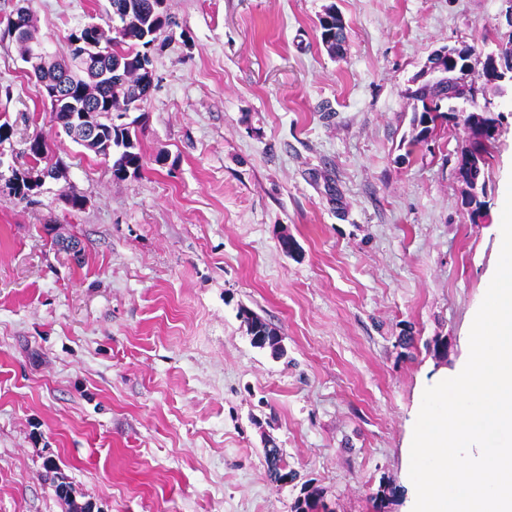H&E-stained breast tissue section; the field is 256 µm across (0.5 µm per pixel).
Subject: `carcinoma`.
Here are the masks:
<instances>
[{"mask_svg":"<svg viewBox=\"0 0 512 512\" xmlns=\"http://www.w3.org/2000/svg\"><path fill=\"white\" fill-rule=\"evenodd\" d=\"M112 16L120 21V27L106 29L93 27V35L102 44L105 56L100 60L96 72L78 75L69 71V65L49 60L47 55L31 52L27 41L31 35V11L26 6L17 9L16 17L10 19L7 28L17 30L15 40L21 45L22 58H30L32 75L42 88L58 91L61 105H51V118L55 125L66 129L71 126L73 108L68 102L82 105L88 113L91 123L99 129L100 142L97 147L87 146L95 155L105 156L111 162L112 177L122 179L131 171L143 167V156L133 138L130 126L116 123L130 109L146 102L151 94V60L147 35H161L172 24V18L166 10L159 8L158 0H110ZM411 98L421 107L413 108L412 141L421 142L433 131L430 124L444 116L438 108L428 103L436 101L437 95L420 86L413 91ZM495 136H489L477 147L479 160L468 170L474 183H479L484 174L486 156ZM22 154L27 156L34 166L45 164L41 176L54 177L57 163L49 156L48 145L42 136H36L25 142ZM11 193L20 202L30 201L33 192L29 180L13 174L9 180ZM251 343L259 349H268L275 357L284 355L281 338L259 317L247 314Z\"/></svg>","mask_w":512,"mask_h":512,"instance_id":"cac0c4a2","label":"carcinoma"}]
</instances>
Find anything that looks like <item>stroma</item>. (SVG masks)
<instances>
[{"instance_id": "1", "label": "stroma", "mask_w": 512, "mask_h": 512, "mask_svg": "<svg viewBox=\"0 0 512 512\" xmlns=\"http://www.w3.org/2000/svg\"><path fill=\"white\" fill-rule=\"evenodd\" d=\"M17 4L0 0V512H293L305 488L376 512L382 483L402 512L419 392L469 355L512 183V102L476 97L506 114L476 219L466 130L412 144L408 91L442 47L512 52V0H166L154 89L128 114L144 166L119 180L52 126L7 33ZM332 7L340 57L318 28ZM30 8L59 60L72 30L111 23L109 0ZM38 134L62 166L21 203L7 184ZM270 439L293 483L271 478ZM243 313L247 315L246 320L252 345L259 349H269L275 357L284 355L281 338L277 332L259 317L246 310Z\"/></svg>"}]
</instances>
